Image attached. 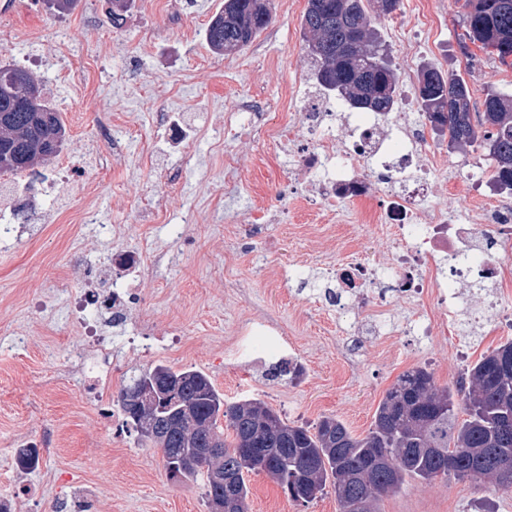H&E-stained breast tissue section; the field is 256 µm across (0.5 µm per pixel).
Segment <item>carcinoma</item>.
Segmentation results:
<instances>
[{
  "label": "carcinoma",
  "instance_id": "obj_1",
  "mask_svg": "<svg viewBox=\"0 0 512 512\" xmlns=\"http://www.w3.org/2000/svg\"><path fill=\"white\" fill-rule=\"evenodd\" d=\"M380 0H307L302 18L304 49L316 82L358 112H391L398 103L399 75L381 41L378 21L398 9L380 11ZM462 23L467 39L495 54L512 58V0H464ZM271 0H224V8L208 24L205 37L217 54L241 51L268 23ZM25 68L0 63V125L13 135L0 138V177L34 169L40 143L49 138L62 148L67 128L43 91L19 98ZM417 101L432 128L448 136V149L464 151L479 144L492 162L498 189L512 191V96L486 94L483 111H472L465 78L434 67L421 70ZM172 380L180 384L182 401L173 403L163 390L154 391L153 420L166 437L165 469L170 479L184 483L203 475L206 502L217 493L212 473L179 466L194 448L207 447V437L224 448V493L241 499L248 512L245 475L268 474L259 461L241 449L259 448L274 463L270 478L288 499L310 503L332 488L340 512H373L385 493L409 480L432 482L452 476L477 485L490 484L512 492L500 482L489 452L512 455V341L482 355L470 365L455 388L437 386L422 367L402 374L380 401L372 427L358 437L334 416L314 429L291 424L260 400L224 401L209 376L199 370L175 371L159 363L141 371L122 388L117 402L126 424L139 431L123 394ZM467 418L458 419V411ZM233 439H224V428Z\"/></svg>",
  "mask_w": 512,
  "mask_h": 512
}]
</instances>
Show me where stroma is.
<instances>
[{"mask_svg":"<svg viewBox=\"0 0 512 512\" xmlns=\"http://www.w3.org/2000/svg\"><path fill=\"white\" fill-rule=\"evenodd\" d=\"M224 0H136L113 24L109 0H79L60 15L45 0H0V26L24 32L25 42L0 49V57L42 82L68 130L59 154L36 173L5 178L12 189L18 238L0 245V494L13 493V512H60L64 499L93 493V512H208L203 480L170 481L161 454L129 432L117 397L133 374L158 363L206 373L226 401L260 399L289 422L315 425L335 416L353 434L366 435L379 402L398 377L417 366L436 383L454 386L469 364L504 343L501 335L467 328L480 307L476 288L454 285L455 306L436 335H417L425 308L377 289L341 302L326 296L328 274L356 253L380 265L391 243L373 222L370 202L340 214L302 202L289 185L278 147L233 144L238 167L227 173L215 147L224 140L220 117L240 93L265 112H281L299 73H311L300 18L306 0H272L269 43L254 40L230 55L214 53L205 38ZM429 11L442 17L416 67L438 64L469 83L473 105L486 91L512 93V65L472 44L461 24L459 0H400L379 30L393 63L402 42L418 37L415 20ZM81 67L76 80L63 78ZM170 112L193 129L181 144L160 139L152 165L141 160L154 139L152 120ZM429 185L441 205L483 208L468 171L486 163L480 146L452 152ZM168 169L181 189L156 181ZM283 212L281 223L231 238L230 223L253 206ZM86 211L94 224L79 223ZM119 226L106 237L99 225ZM150 243L163 253L133 284L126 333L111 357L87 353V374L68 359L85 344L69 302L81 289L112 285V255ZM274 320L296 380L272 377L273 361L256 353L239 366L228 349L256 315ZM149 324L151 351L134 336ZM23 336L14 347V336ZM107 376L106 405L90 390ZM42 448L39 467L15 463L20 443ZM249 512H339L334 493L309 504L289 501L269 477L251 474ZM378 512H512V493L441 478L412 481L384 496Z\"/></svg>","mask_w":512,"mask_h":512,"instance_id":"obj_1","label":"stroma"}]
</instances>
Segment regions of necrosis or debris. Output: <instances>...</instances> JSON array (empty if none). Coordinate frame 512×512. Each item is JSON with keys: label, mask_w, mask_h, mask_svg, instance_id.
<instances>
[{"label": "necrosis or debris", "mask_w": 512, "mask_h": 512, "mask_svg": "<svg viewBox=\"0 0 512 512\" xmlns=\"http://www.w3.org/2000/svg\"><path fill=\"white\" fill-rule=\"evenodd\" d=\"M299 76L289 90L281 119L260 120V104L241 94L233 111L225 113L229 132L247 129L253 137L289 148L306 178L302 183L314 205L337 209L344 204L375 199L376 221L392 234L393 259L388 268L353 260L339 265L330 277L340 294H356L387 281L393 297L429 309L422 335H430L449 305L448 281L463 277L479 285L500 283L512 271V207L482 211L446 209L428 194L416 192L427 182L432 166L422 154L430 145L431 129L422 115L405 107L381 115L351 113L346 135L336 132V115L325 99L307 89ZM491 226L496 248L478 250L481 226ZM128 290L121 284L100 291L85 289L76 304L78 322L98 332L103 316L113 326L125 320Z\"/></svg>", "instance_id": "obj_1"}]
</instances>
